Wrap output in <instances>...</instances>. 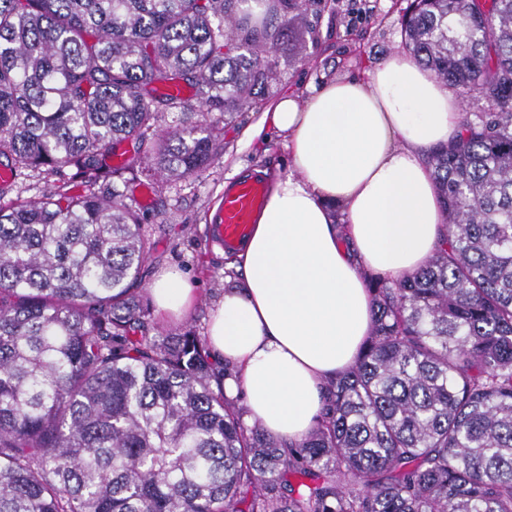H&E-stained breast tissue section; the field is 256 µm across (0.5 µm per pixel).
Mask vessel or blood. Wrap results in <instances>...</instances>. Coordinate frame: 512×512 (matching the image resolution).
I'll list each match as a JSON object with an SVG mask.
<instances>
[{"label":"vessel or blood","mask_w":512,"mask_h":512,"mask_svg":"<svg viewBox=\"0 0 512 512\" xmlns=\"http://www.w3.org/2000/svg\"><path fill=\"white\" fill-rule=\"evenodd\" d=\"M266 184L257 177H241L224 190L223 200L210 224V233L219 244L232 247L250 232L254 217L265 205Z\"/></svg>","instance_id":"b4317fda"}]
</instances>
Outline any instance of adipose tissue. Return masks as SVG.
<instances>
[{"mask_svg": "<svg viewBox=\"0 0 512 512\" xmlns=\"http://www.w3.org/2000/svg\"><path fill=\"white\" fill-rule=\"evenodd\" d=\"M460 101L406 54L367 79H334L281 96L261 128L287 139L288 170L232 261L241 287L214 303L207 342L239 369L227 397L244 395L249 420L298 441L314 426L323 381L355 363L371 328L362 276L411 274L436 251L443 215L425 149L460 131ZM160 313L183 314L190 281L152 284Z\"/></svg>", "mask_w": 512, "mask_h": 512, "instance_id": "1", "label": "adipose tissue"}]
</instances>
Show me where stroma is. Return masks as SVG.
<instances>
[{"instance_id":"obj_1","label":"stroma","mask_w":512,"mask_h":512,"mask_svg":"<svg viewBox=\"0 0 512 512\" xmlns=\"http://www.w3.org/2000/svg\"><path fill=\"white\" fill-rule=\"evenodd\" d=\"M406 6L407 0H307L303 14L310 31L296 51L273 54L275 78L261 93L264 105L284 92H302L312 80L363 77L378 62L403 52ZM259 117L253 109L234 114L224 127L222 155L198 176L173 186L135 182L127 188V202L142 216L150 244L139 291L143 302L151 303L156 276L174 266L199 291L194 310L185 318L168 320L155 313L152 325L170 331L191 326L205 334L213 302L228 286L241 285L240 276L226 274L224 249L209 234V215L235 178L259 168L272 177L287 170L288 151L281 136L251 143L250 131Z\"/></svg>"}]
</instances>
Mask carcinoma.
Instances as JSON below:
<instances>
[{
  "mask_svg": "<svg viewBox=\"0 0 512 512\" xmlns=\"http://www.w3.org/2000/svg\"><path fill=\"white\" fill-rule=\"evenodd\" d=\"M245 2L0 0V197L70 171L0 206V512H512V0L406 11L410 55L491 111L430 150L442 243L365 277L371 336L305 438L246 423L194 328L146 334L125 189L192 178L259 107L303 0ZM59 177L49 176L45 179H31L18 184L14 191L8 196L0 200V204L8 205L11 201L16 200V197L34 199L40 197L43 193L53 192L60 185L58 182Z\"/></svg>",
  "mask_w": 512,
  "mask_h": 512,
  "instance_id": "obj_1",
  "label": "carcinoma"
}]
</instances>
